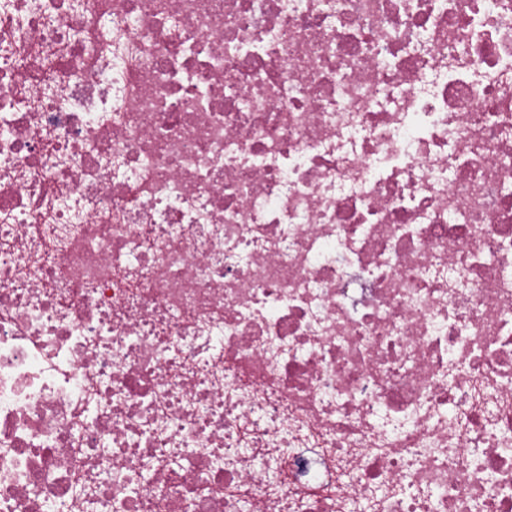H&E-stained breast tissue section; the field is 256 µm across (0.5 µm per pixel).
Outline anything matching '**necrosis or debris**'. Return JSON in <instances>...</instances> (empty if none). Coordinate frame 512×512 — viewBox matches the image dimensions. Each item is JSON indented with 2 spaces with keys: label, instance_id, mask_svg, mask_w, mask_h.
Here are the masks:
<instances>
[{
  "label": "necrosis or debris",
  "instance_id": "1",
  "mask_svg": "<svg viewBox=\"0 0 512 512\" xmlns=\"http://www.w3.org/2000/svg\"><path fill=\"white\" fill-rule=\"evenodd\" d=\"M0 512H512V0H0Z\"/></svg>",
  "mask_w": 512,
  "mask_h": 512
}]
</instances>
